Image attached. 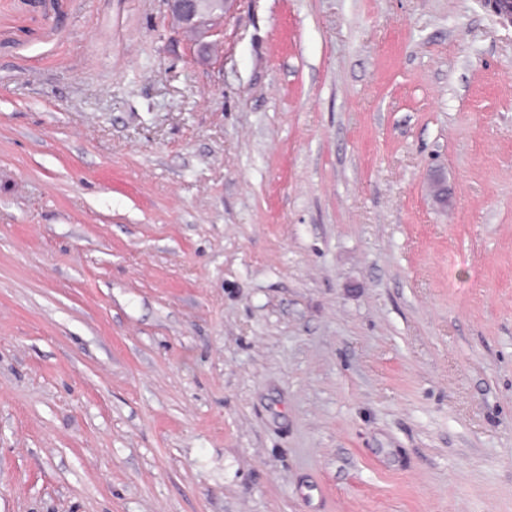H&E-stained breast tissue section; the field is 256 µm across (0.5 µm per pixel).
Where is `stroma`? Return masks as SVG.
Returning a JSON list of instances; mask_svg holds the SVG:
<instances>
[{
    "mask_svg": "<svg viewBox=\"0 0 512 512\" xmlns=\"http://www.w3.org/2000/svg\"><path fill=\"white\" fill-rule=\"evenodd\" d=\"M0 512H512V22L0 0ZM171 15L175 16L186 28L200 29L205 36H216L221 32L228 5L234 0H214L219 2L217 9L202 10L200 0H165Z\"/></svg>",
    "mask_w": 512,
    "mask_h": 512,
    "instance_id": "1",
    "label": "stroma"
}]
</instances>
